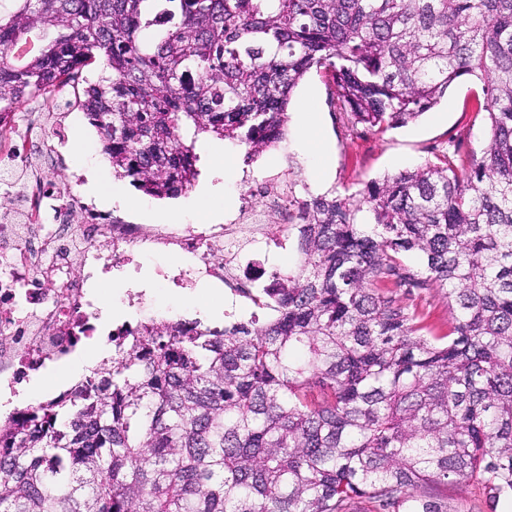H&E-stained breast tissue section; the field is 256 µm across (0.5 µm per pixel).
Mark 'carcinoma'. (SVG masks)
<instances>
[{"mask_svg": "<svg viewBox=\"0 0 512 512\" xmlns=\"http://www.w3.org/2000/svg\"><path fill=\"white\" fill-rule=\"evenodd\" d=\"M7 2L0 122L99 59L78 105L152 197L191 188L203 135L247 162L279 143L313 68L375 133L475 76L489 137L304 200L266 322L157 321L76 399L0 426V512H448L428 488L471 479L512 500V0ZM396 288L440 289L448 332Z\"/></svg>", "mask_w": 512, "mask_h": 512, "instance_id": "carcinoma-1", "label": "carcinoma"}]
</instances>
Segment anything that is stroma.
<instances>
[{
    "instance_id": "obj_1",
    "label": "stroma",
    "mask_w": 512,
    "mask_h": 512,
    "mask_svg": "<svg viewBox=\"0 0 512 512\" xmlns=\"http://www.w3.org/2000/svg\"><path fill=\"white\" fill-rule=\"evenodd\" d=\"M306 96L318 114L317 152L299 148V131L292 119L287 122L284 139L249 166L243 162L245 147L203 137L196 144L198 184L173 199L147 196L130 186L128 180L116 178L96 129L77 108L63 115L62 121L69 142L79 137L83 144L77 152L69 143L59 147L64 166L54 178L61 186L80 194L87 170L94 167L99 171V195L111 198L113 215L141 224H162L166 221L165 210L172 209L179 224H220L237 209L241 177L246 171L258 179H284L288 176V161H296V193L302 198L333 189L356 190L368 181L423 166L451 141L462 142L467 150L477 152L486 140L487 115L478 109L484 100L483 84L473 76L458 79L447 98L418 120L383 134L352 130L334 108L331 86L323 73L306 74L292 95L291 106H298ZM170 262L165 255L142 261V281L151 291L153 303L177 307L178 317L197 318L206 326L223 325L224 298L217 290L208 292L211 310L206 313L191 307L189 297L158 281L157 269ZM436 494L447 501L448 512H512L510 500L489 508L483 485L477 480L439 486Z\"/></svg>"
}]
</instances>
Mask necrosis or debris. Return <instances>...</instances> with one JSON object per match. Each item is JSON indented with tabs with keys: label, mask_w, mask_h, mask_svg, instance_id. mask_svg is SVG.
Segmentation results:
<instances>
[{
	"label": "necrosis or debris",
	"mask_w": 512,
	"mask_h": 512,
	"mask_svg": "<svg viewBox=\"0 0 512 512\" xmlns=\"http://www.w3.org/2000/svg\"><path fill=\"white\" fill-rule=\"evenodd\" d=\"M23 128L8 123L0 136L9 140L0 158L26 164L37 142L32 133L44 114L23 115ZM44 171L27 182L23 224H0V392L19 394L46 373H64L47 394L72 400L80 380L70 378L73 360L84 353L120 360L142 336L149 321L147 290L138 279L144 258L168 254L171 267L157 275L183 294L199 282L219 287L232 307L260 315L258 281L279 270L272 248L288 244L289 225L299 223L300 204L287 186L274 180L246 179L235 217L222 224H138L115 221L79 196L51 184L45 170L59 163L48 151ZM120 272L127 284L123 301L137 317L106 322L100 307V278Z\"/></svg>",
	"instance_id": "necrosis-or-debris-1"
}]
</instances>
